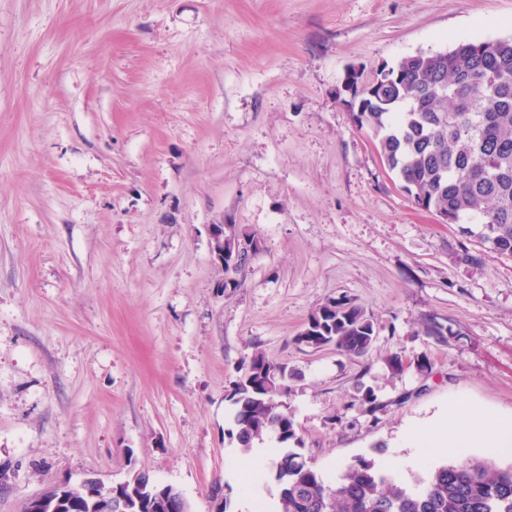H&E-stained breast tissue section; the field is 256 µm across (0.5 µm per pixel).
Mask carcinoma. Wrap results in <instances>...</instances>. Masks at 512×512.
<instances>
[{"label":"carcinoma","mask_w":512,"mask_h":512,"mask_svg":"<svg viewBox=\"0 0 512 512\" xmlns=\"http://www.w3.org/2000/svg\"><path fill=\"white\" fill-rule=\"evenodd\" d=\"M357 126L377 140L380 156L420 209L449 224L469 219L488 248L512 257V38L462 41L443 52L405 56L389 67L374 93L352 98ZM253 234L224 225V251ZM238 256L224 268V291L240 287L248 266ZM379 331L366 310L346 295L326 300L308 318L297 342L332 345L363 357ZM301 373L257 353L239 368L228 400V438L248 452L275 438L270 474L277 512H512V464L460 457L417 476L395 480L372 459L356 458L330 484L312 468L281 397Z\"/></svg>","instance_id":"obj_1"}]
</instances>
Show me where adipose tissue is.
<instances>
[{
    "label": "adipose tissue",
    "mask_w": 512,
    "mask_h": 512,
    "mask_svg": "<svg viewBox=\"0 0 512 512\" xmlns=\"http://www.w3.org/2000/svg\"><path fill=\"white\" fill-rule=\"evenodd\" d=\"M412 441L426 456L461 453L470 448H507L512 446V416L492 415L475 405L456 404L416 432Z\"/></svg>",
    "instance_id": "ef3b65f1"
}]
</instances>
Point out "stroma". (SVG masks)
<instances>
[{
  "label": "stroma",
  "instance_id": "obj_1",
  "mask_svg": "<svg viewBox=\"0 0 512 512\" xmlns=\"http://www.w3.org/2000/svg\"><path fill=\"white\" fill-rule=\"evenodd\" d=\"M511 36L512 0H0V512L140 471L254 512L225 457L258 353L302 372L285 401L331 483L361 455L452 462L406 444L449 403L511 415L512 257L416 207L342 90ZM217 224L260 240L228 293ZM342 294L380 330L366 356L296 340Z\"/></svg>",
  "mask_w": 512,
  "mask_h": 512
}]
</instances>
